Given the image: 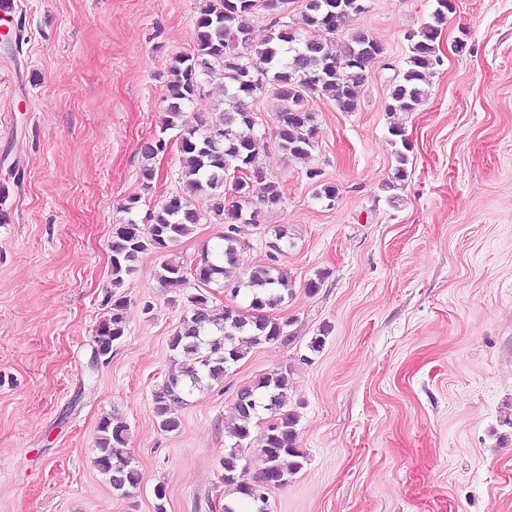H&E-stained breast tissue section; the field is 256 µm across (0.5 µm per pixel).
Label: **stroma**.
<instances>
[{
    "mask_svg": "<svg viewBox=\"0 0 512 512\" xmlns=\"http://www.w3.org/2000/svg\"><path fill=\"white\" fill-rule=\"evenodd\" d=\"M201 3L18 0L20 47L0 53V512H154L158 485L167 512H250L224 487L230 408L276 371L307 461L268 512H512V0H457L428 98L393 114L405 36L435 0H368L353 25L385 53L356 111L310 100L309 158L278 149L272 95L251 102L258 166L282 201L240 225L238 269L273 257L287 272L293 294L273 315L291 339L194 391L165 432L153 394L178 371L169 342L195 289L162 287L152 250L113 285L109 243L128 197L148 210L187 189L161 121L169 60L192 52ZM395 123L412 150L393 192ZM161 137L168 154L147 190L142 150ZM323 184L335 202L317 198ZM118 297L126 333L95 358ZM106 414L126 422L143 476L127 497L95 463Z\"/></svg>",
    "mask_w": 512,
    "mask_h": 512,
    "instance_id": "35a3bbf8",
    "label": "stroma"
}]
</instances>
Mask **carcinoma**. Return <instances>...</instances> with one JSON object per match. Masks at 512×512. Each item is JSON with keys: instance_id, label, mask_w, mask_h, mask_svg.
<instances>
[{"instance_id": "obj_1", "label": "carcinoma", "mask_w": 512, "mask_h": 512, "mask_svg": "<svg viewBox=\"0 0 512 512\" xmlns=\"http://www.w3.org/2000/svg\"><path fill=\"white\" fill-rule=\"evenodd\" d=\"M258 0H204L196 18L194 49L171 58L168 73L170 103L163 130L178 131L182 175L188 192L173 194L158 209L145 215L141 227L133 217L119 225L109 244L113 284L132 274L139 256L152 249L164 254L201 223L204 214L195 202V194L207 197L206 209L225 225L215 251L203 250L193 266L176 259H165L158 279L170 288L181 287L193 278L200 292L191 296V310L183 318L170 340L180 365L179 374L169 378L153 395L155 417L165 432L178 430V409L184 397L211 381L224 378L229 366L244 359L261 344L287 342L285 328L269 311L292 293L288 275L273 264L259 266L245 276L236 272L237 252L245 245L237 237V225L246 222L248 213L258 214L278 206L282 192L276 182L265 184L263 193L252 198L251 181L229 179L236 168L244 167L256 179L263 172L256 165L261 139L255 134V116L249 100L272 93L278 101L274 135L279 149L289 157L305 159L315 144L316 115L308 102L316 96L334 100L344 112H354L369 68L384 54L383 45L361 29L351 32L348 40L336 46L332 35L350 26L365 13V0H304V27L299 28L283 16L271 18L268 37L253 43L244 17L257 7ZM448 13L436 5L431 21L410 31L408 56L399 78L387 98L388 112H414L427 98L429 79L441 65L437 35ZM224 69V110L205 124L192 126L184 119V108L201 91L202 77L215 66ZM395 166L387 183L394 190L407 177L410 146L399 127L390 129ZM168 147L158 138L144 149L142 167L144 189L151 188L155 167L151 160ZM223 281L224 289L249 300L248 314L229 307H214L204 293L207 287ZM127 304L112 300L107 316L99 323L95 347L101 355L112 351L124 336ZM288 389L287 378L270 373L253 384L239 388L231 407L235 442L225 450L221 466L224 486L241 495L251 512H267L268 491L284 487L290 477L306 462V453L297 445V416L283 410ZM270 413V425L255 438L251 418L259 411ZM126 424L115 416L101 417L97 427L96 465L112 489L126 496L139 487L142 475L128 448ZM255 447L263 457L264 467L255 477H248L243 464L245 451Z\"/></svg>"}]
</instances>
